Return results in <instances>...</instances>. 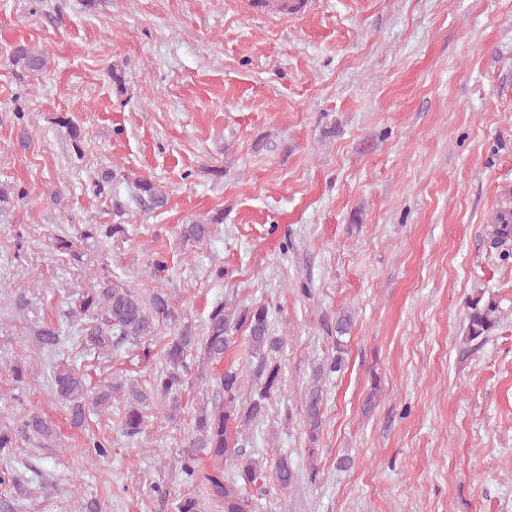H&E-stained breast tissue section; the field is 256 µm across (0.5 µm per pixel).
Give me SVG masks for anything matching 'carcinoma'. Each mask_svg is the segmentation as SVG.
Here are the masks:
<instances>
[{"label": "carcinoma", "instance_id": "obj_1", "mask_svg": "<svg viewBox=\"0 0 512 512\" xmlns=\"http://www.w3.org/2000/svg\"><path fill=\"white\" fill-rule=\"evenodd\" d=\"M13 65L38 71L44 67V60L29 47L20 45L14 51ZM136 188L139 200L147 206L157 208L166 200V193L151 179L139 180ZM124 232L121 224H92L85 229V236L110 239ZM181 233L189 240L202 242L210 229L207 224H185ZM511 240L512 195L495 212L491 242L499 247ZM467 308V339L473 342L486 338L499 323L497 302L478 295L468 302ZM63 316L78 326L79 335L70 338L51 327H42L35 331L37 346L51 354H62L74 339L83 352L97 356L107 371L112 370V359L118 352L131 355L140 350L147 358L152 353V342L162 343L160 356L164 367L153 373L148 384H131L120 400L114 396L112 382L97 380L73 363H58L50 375V392L66 405L69 427H84L87 411L91 409L107 411L113 407L116 426L128 438L142 435L150 417L159 414L160 409L165 407L172 415L182 409V399L190 398L194 377L201 375L205 367L223 362L224 354L236 347L234 333L246 328L248 368L257 379L256 385L243 400L244 368L231 364L210 376L218 402L195 415L193 432L179 461L188 492L176 501L175 510L202 512L195 493V489L201 488L216 503L219 512H248L249 498L254 493H266L268 483L286 489L296 481L298 475L288 456L281 455L267 466L237 447L236 429L263 418L270 401L281 394V367L275 354L282 341L270 334L268 306L252 303L230 309L219 304L209 314L203 333L198 334L193 325L181 321L163 290L153 292L146 299L137 289L105 274L93 287L72 295ZM350 328L349 315L342 313L336 317L334 352L318 372L335 373L344 367L348 353L346 335ZM12 376L17 389L25 390L26 380L31 377L25 358L17 359ZM117 402L121 407H114ZM322 406L323 390L315 384L304 401L312 444L316 443L322 426ZM52 430L46 418L33 412L11 427L0 426V487L8 488L20 481L17 471L8 466L16 457L20 443L45 436ZM85 452L92 461L106 458L112 454V445L105 438H94L85 442ZM204 459L209 461L206 467L201 466ZM226 462L235 467V477L231 480L224 477Z\"/></svg>", "mask_w": 512, "mask_h": 512}]
</instances>
